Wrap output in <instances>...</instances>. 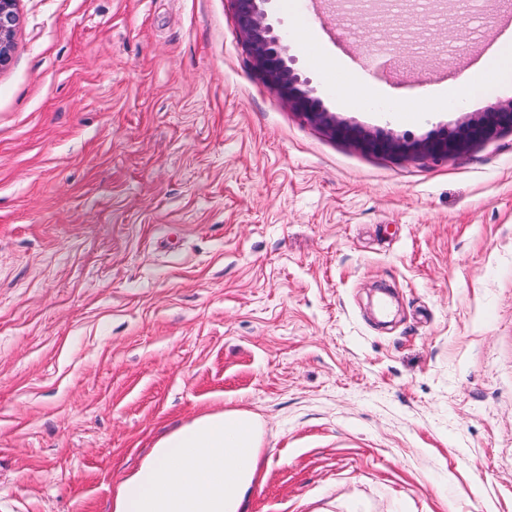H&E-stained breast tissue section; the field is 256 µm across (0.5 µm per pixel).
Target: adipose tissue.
<instances>
[{
    "label": "adipose tissue",
    "instance_id": "1",
    "mask_svg": "<svg viewBox=\"0 0 512 512\" xmlns=\"http://www.w3.org/2000/svg\"><path fill=\"white\" fill-rule=\"evenodd\" d=\"M512 78V37L502 36L492 54L471 72L456 81L432 87L430 90L416 89L403 96L395 97L370 83L363 84V100L383 101L391 110L403 112L417 108L424 101H431L443 108L450 104L464 105L476 98L483 87L493 81Z\"/></svg>",
    "mask_w": 512,
    "mask_h": 512
}]
</instances>
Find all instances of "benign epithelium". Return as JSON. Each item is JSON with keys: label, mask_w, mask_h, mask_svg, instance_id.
I'll return each mask as SVG.
<instances>
[{"label": "benign epithelium", "mask_w": 512, "mask_h": 512, "mask_svg": "<svg viewBox=\"0 0 512 512\" xmlns=\"http://www.w3.org/2000/svg\"><path fill=\"white\" fill-rule=\"evenodd\" d=\"M237 29L249 50L254 70L308 122L365 152L398 159H443L512 133V101L498 103L477 116L459 122L448 134L422 139L371 132L351 125L328 111L313 95L308 80L288 64V48L268 22L265 0H231ZM17 0H0V68L10 62L12 38L19 16Z\"/></svg>", "instance_id": "7a95c632"}]
</instances>
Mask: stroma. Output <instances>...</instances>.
Segmentation results:
<instances>
[{"instance_id":"stroma-1","label":"stroma","mask_w":512,"mask_h":512,"mask_svg":"<svg viewBox=\"0 0 512 512\" xmlns=\"http://www.w3.org/2000/svg\"><path fill=\"white\" fill-rule=\"evenodd\" d=\"M388 19L267 0L338 117L473 68L512 0ZM0 69V512H113L166 432L257 424L238 512H512V134L437 162L331 138L250 67L231 0H18ZM358 54L346 71L332 55Z\"/></svg>"}]
</instances>
